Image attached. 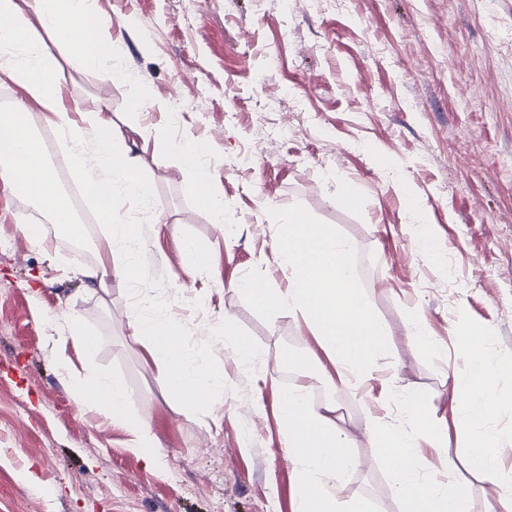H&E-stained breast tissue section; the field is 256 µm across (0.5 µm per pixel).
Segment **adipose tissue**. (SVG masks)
<instances>
[{"label": "adipose tissue", "instance_id": "obj_1", "mask_svg": "<svg viewBox=\"0 0 512 512\" xmlns=\"http://www.w3.org/2000/svg\"><path fill=\"white\" fill-rule=\"evenodd\" d=\"M31 13L51 34V42L34 37L27 21ZM61 45L73 49L80 66L102 68L105 79L111 81L122 79V72L106 66L116 49L112 20L97 12L93 0H0V75L26 91L25 98L0 113V187L15 189L19 171H26L28 194L49 223L56 230L76 233L80 230L77 216L47 162L35 116H42L59 132L61 145L70 148L72 165L90 186L101 218L111 219L118 196L141 202L150 197L152 188L130 156L124 137L115 131L111 116L98 112L82 123L73 119L59 91L61 72L53 49ZM136 232L133 224L114 225L97 245L95 262L76 269L87 289L107 291L114 279L133 288L142 285L139 270L124 248ZM130 326L133 339L144 345L149 358L163 364L170 397L186 402L196 413L216 416L218 409L211 396L223 391L224 375L203 368L189 352L183 324L173 318L156 321L136 314ZM462 333L468 338L470 371L451 377V413L463 416L468 430L475 432L483 429L495 405L489 380L502 366L489 361L480 332L466 327ZM313 389V384L304 382L291 386L281 409L288 454L299 465L296 512H370L363 501L340 505L332 492L359 461L351 451L348 433L339 425V404L332 399L313 401ZM75 396L110 423L125 425L147 463L161 459L151 429L131 417L130 393L121 379L93 377L76 387ZM368 430L391 468L399 512H468L466 489L455 470H448L445 479L418 483L415 475L421 461L411 450V437L387 429L379 415L371 416ZM502 454V449L486 440L465 443L468 469L507 490L512 487V468L504 467Z\"/></svg>", "mask_w": 512, "mask_h": 512}]
</instances>
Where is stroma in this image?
I'll list each match as a JSON object with an SVG mask.
<instances>
[{"instance_id": "1", "label": "stroma", "mask_w": 512, "mask_h": 512, "mask_svg": "<svg viewBox=\"0 0 512 512\" xmlns=\"http://www.w3.org/2000/svg\"><path fill=\"white\" fill-rule=\"evenodd\" d=\"M95 0L119 37L114 62L127 77L73 68L58 49L69 106L105 111L122 133L149 130L143 155L153 196L125 197L116 216L139 214L128 253L145 286L113 283L91 293L68 269L91 265L109 226L79 195L80 179L56 135L49 159L75 202L85 251L54 226L41 248L20 230L45 222L26 196L0 188V512H295L297 467L281 428L290 384L319 383L336 368L302 319L261 320L236 285L260 270L287 289L271 208L302 205L343 232L389 345L362 391L332 394L354 438L358 467L333 492L398 512L392 476L365 430L368 415L415 436L425 477L463 456V428L449 427V370L466 373L460 320L484 330L494 361L512 360V0ZM149 85H142L141 76ZM150 92L146 110L133 104ZM178 122L168 114L176 103ZM293 134L280 138L281 127ZM202 140L215 222L198 203L181 148ZM359 199L347 208L346 194ZM166 223H153L155 212ZM209 254L194 266L185 244ZM182 320L190 348L224 375L215 421L169 399L163 371L144 362L130 311ZM97 339L92 354L61 340L70 314ZM434 342L419 344L413 324ZM257 365L232 355L238 342ZM92 372L119 376L131 415L150 425L163 454L147 465L122 426L81 407L73 383ZM498 404L484 430L512 464V371L493 376ZM417 392L424 416L447 431L432 447L401 406Z\"/></svg>"}]
</instances>
